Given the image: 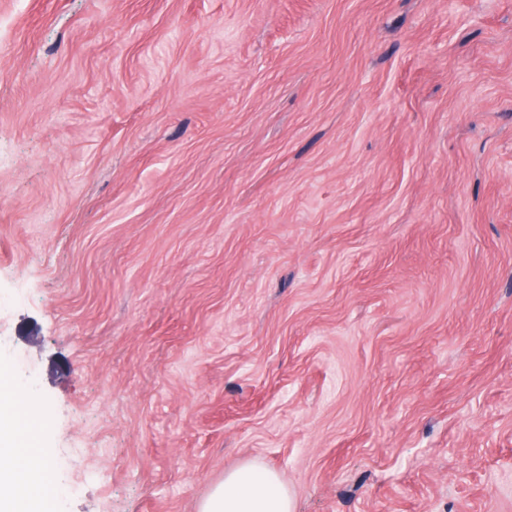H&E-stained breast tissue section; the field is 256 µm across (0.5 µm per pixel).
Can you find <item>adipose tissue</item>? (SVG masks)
Returning a JSON list of instances; mask_svg holds the SVG:
<instances>
[{"label":"adipose tissue","instance_id":"obj_1","mask_svg":"<svg viewBox=\"0 0 512 512\" xmlns=\"http://www.w3.org/2000/svg\"><path fill=\"white\" fill-rule=\"evenodd\" d=\"M15 419L14 406L0 397V512H34L37 502L55 495L56 487L47 470L31 473L22 467L18 436L11 427ZM27 481L35 495L19 494ZM198 512H294V499L277 472L247 462L210 487Z\"/></svg>","mask_w":512,"mask_h":512}]
</instances>
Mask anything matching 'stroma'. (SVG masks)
<instances>
[{"instance_id": "stroma-1", "label": "stroma", "mask_w": 512, "mask_h": 512, "mask_svg": "<svg viewBox=\"0 0 512 512\" xmlns=\"http://www.w3.org/2000/svg\"><path fill=\"white\" fill-rule=\"evenodd\" d=\"M0 366L48 512H512V0H0ZM198 512H294V499L277 472L247 462L210 487Z\"/></svg>"}]
</instances>
